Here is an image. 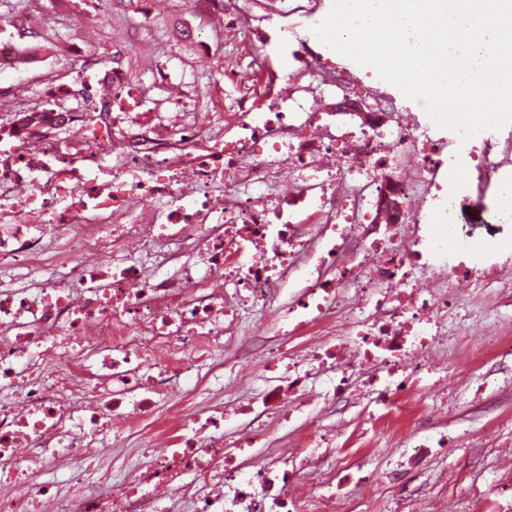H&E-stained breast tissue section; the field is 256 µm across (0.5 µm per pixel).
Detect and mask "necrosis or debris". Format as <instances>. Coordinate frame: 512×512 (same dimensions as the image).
<instances>
[{"label":"necrosis or debris","instance_id":"1","mask_svg":"<svg viewBox=\"0 0 512 512\" xmlns=\"http://www.w3.org/2000/svg\"><path fill=\"white\" fill-rule=\"evenodd\" d=\"M326 7L191 0L213 24L197 53L232 90L208 113L167 67L130 86L124 45L108 67L81 38L73 69L40 85L34 121L24 92L0 101L14 115L0 125V387L16 394L0 405V512H156L162 499L194 512H374V473L353 474L368 431L417 471L448 447L447 432L421 436L413 380L457 370L436 337H464L468 359L484 361L512 332V249H452L440 229L512 186V125L464 141L422 106L397 107L382 82L294 38ZM277 46L287 71L269 64ZM34 265L60 274L15 287ZM463 302L491 319L471 322ZM258 305L273 312L267 334L305 339L270 366L264 398L158 417L160 397L188 394L202 342L234 345L238 312ZM360 393L365 427L323 425ZM283 403L306 422L271 453L269 412ZM238 415L249 421L230 452L224 420ZM142 422L152 464L113 486L103 440ZM350 481L355 496L332 493Z\"/></svg>","mask_w":512,"mask_h":512}]
</instances>
